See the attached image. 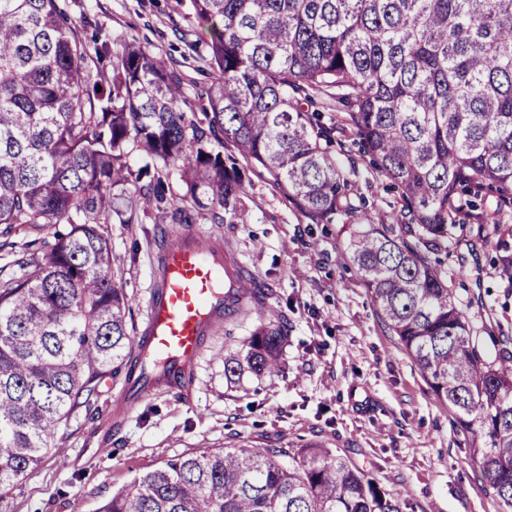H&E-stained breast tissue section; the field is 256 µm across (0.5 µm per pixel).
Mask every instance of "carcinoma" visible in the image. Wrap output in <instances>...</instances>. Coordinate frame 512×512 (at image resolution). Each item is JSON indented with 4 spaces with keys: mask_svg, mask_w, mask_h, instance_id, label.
Listing matches in <instances>:
<instances>
[{
    "mask_svg": "<svg viewBox=\"0 0 512 512\" xmlns=\"http://www.w3.org/2000/svg\"><path fill=\"white\" fill-rule=\"evenodd\" d=\"M210 35L215 81L186 119L180 75L138 42L112 65L104 40L89 65L83 28L59 0H0V490L51 451L59 427L91 408L101 382L137 362L128 299L101 225L112 190L172 224L187 200L247 224L245 173L232 147L270 175L314 224L354 213L347 171L327 154L349 127L375 173L400 190L397 215L356 224L349 259L373 305L430 390L454 406L471 460L512 512V338L493 361L477 351L448 283V237L462 210L499 234L495 261L512 280V0H190ZM322 109L309 110L310 91ZM336 112L342 122L323 113ZM150 162L133 171L129 144ZM179 169L186 196L164 194ZM492 194L496 209L478 210ZM59 224L70 229L62 233ZM49 247L16 250V226ZM284 329L250 337L233 380L279 370ZM98 512H401L393 495L321 444L288 467L244 447L166 460L112 493Z\"/></svg>",
    "mask_w": 512,
    "mask_h": 512,
    "instance_id": "cac0c4a2",
    "label": "carcinoma"
}]
</instances>
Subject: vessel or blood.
Returning a JSON list of instances; mask_svg holds the SVG:
<instances>
[{
	"label": "vessel or blood",
	"mask_w": 512,
	"mask_h": 512,
	"mask_svg": "<svg viewBox=\"0 0 512 512\" xmlns=\"http://www.w3.org/2000/svg\"><path fill=\"white\" fill-rule=\"evenodd\" d=\"M249 279L232 263L214 235L187 227L165 240L157 256V276L147 318L137 340L162 371L145 370L131 382L118 408L158 390L189 393L193 372L207 340L219 329L238 299L247 295Z\"/></svg>",
	"instance_id": "1"
}]
</instances>
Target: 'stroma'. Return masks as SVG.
I'll return each instance as SVG.
<instances>
[{
    "label": "stroma",
    "instance_id": "obj_1",
    "mask_svg": "<svg viewBox=\"0 0 512 512\" xmlns=\"http://www.w3.org/2000/svg\"><path fill=\"white\" fill-rule=\"evenodd\" d=\"M69 18L112 50L136 40L163 55L184 78L188 94L209 85L206 34L190 18L187 0H62ZM330 155L358 174L354 203L363 222L401 208L367 157L333 145ZM247 224H225L210 208L194 225L224 241L265 303L239 313L210 339L199 361L191 399L180 392L145 395L123 420L113 402L125 375L106 378L91 409L61 425L42 463L0 492V512H97L113 491L171 457L224 446L275 448L299 458L310 444L331 448L366 472L401 512H502L495 490L469 459L456 412L431 392L397 336L385 325L348 250L346 225L314 224L257 166L247 170ZM166 215L138 212L134 223L113 214L105 233L112 267L129 298L128 325L142 326L156 274L157 247L167 237ZM498 236L455 229L448 267L465 268L456 295L466 308L483 357L495 356L494 337L512 336V283L493 259ZM283 326L282 368L271 378L224 377V361L243 349L259 326Z\"/></svg>",
    "mask_w": 512,
    "mask_h": 512
}]
</instances>
